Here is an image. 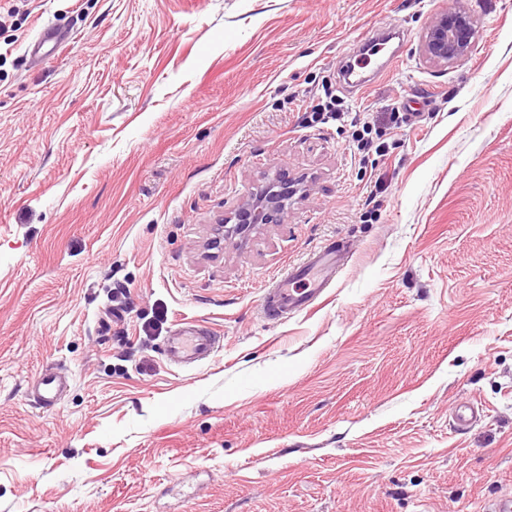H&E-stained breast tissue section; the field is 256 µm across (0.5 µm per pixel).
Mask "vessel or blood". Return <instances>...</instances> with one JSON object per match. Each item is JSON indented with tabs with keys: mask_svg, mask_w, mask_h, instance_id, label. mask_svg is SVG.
<instances>
[{
	"mask_svg": "<svg viewBox=\"0 0 512 512\" xmlns=\"http://www.w3.org/2000/svg\"><path fill=\"white\" fill-rule=\"evenodd\" d=\"M66 31L52 25L43 27L32 46L33 57L45 59L55 55L67 42ZM347 253L346 246L329 244L310 260L289 270L270 289L263 301L261 314L265 319L281 321L297 312L318 305L326 293ZM220 341L208 329L193 327L174 331L166 339L169 360L177 365L196 367L211 359ZM69 386L68 377L53 370L41 373L32 385L35 401L44 408L54 407Z\"/></svg>",
	"mask_w": 512,
	"mask_h": 512,
	"instance_id": "vessel-or-blood-1",
	"label": "vessel or blood"
}]
</instances>
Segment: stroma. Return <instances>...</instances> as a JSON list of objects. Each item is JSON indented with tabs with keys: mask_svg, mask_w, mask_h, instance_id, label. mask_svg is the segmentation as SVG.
<instances>
[{
	"mask_svg": "<svg viewBox=\"0 0 512 512\" xmlns=\"http://www.w3.org/2000/svg\"><path fill=\"white\" fill-rule=\"evenodd\" d=\"M473 50L427 61L441 14ZM0 512L512 494V0H0ZM50 23L70 40L36 61ZM287 217L211 247L266 178ZM349 252L318 306L268 288ZM184 323L203 365H172ZM61 365L52 410L31 387ZM470 400L481 421L450 427ZM473 20L463 11L442 14L426 30L421 46L432 63H452L467 56L472 46ZM346 253V246L332 243L315 253L307 263L289 270L266 293L261 307L262 316L268 320L282 321L296 312L318 305L343 264ZM296 282H303L305 288H290ZM220 341L208 329L193 327L177 329L166 339L169 360L186 367H197L211 359L219 350Z\"/></svg>",
	"mask_w": 512,
	"mask_h": 512,
	"instance_id": "35a3bbf8",
	"label": "stroma"
}]
</instances>
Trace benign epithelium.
Returning <instances> with one entry per match:
<instances>
[{"label": "benign epithelium", "instance_id": "obj_1", "mask_svg": "<svg viewBox=\"0 0 512 512\" xmlns=\"http://www.w3.org/2000/svg\"><path fill=\"white\" fill-rule=\"evenodd\" d=\"M471 16L463 11L442 14L426 30L421 46L424 58L432 63H452L467 56L472 46ZM288 188L278 180L269 181L264 191L254 199L241 203L234 215V224L222 225L224 241L233 243L245 237L256 225L267 224L288 213Z\"/></svg>", "mask_w": 512, "mask_h": 512}]
</instances>
